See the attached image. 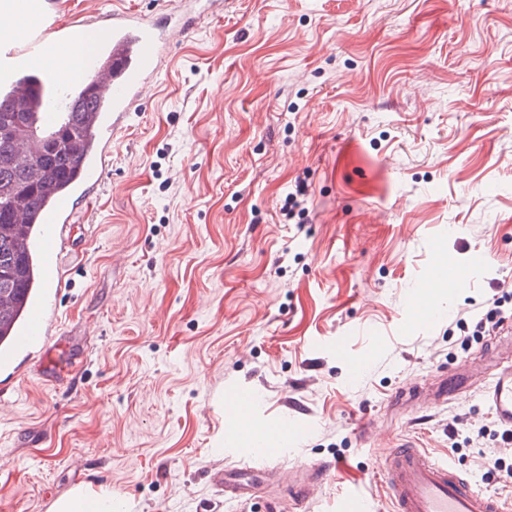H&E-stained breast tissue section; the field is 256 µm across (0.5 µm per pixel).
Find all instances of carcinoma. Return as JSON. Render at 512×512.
Listing matches in <instances>:
<instances>
[{"mask_svg": "<svg viewBox=\"0 0 512 512\" xmlns=\"http://www.w3.org/2000/svg\"><path fill=\"white\" fill-rule=\"evenodd\" d=\"M91 98L81 111L65 119L41 139L27 156V128L35 113L19 112L0 95V340L12 326L40 267L33 249L38 225L27 222L45 194L65 182L82 158L83 130L88 126Z\"/></svg>", "mask_w": 512, "mask_h": 512, "instance_id": "1", "label": "carcinoma"}]
</instances>
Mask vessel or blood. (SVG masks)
Here are the masks:
<instances>
[{"instance_id":"vessel-or-blood-1","label":"vessel or blood","mask_w":512,"mask_h":512,"mask_svg":"<svg viewBox=\"0 0 512 512\" xmlns=\"http://www.w3.org/2000/svg\"><path fill=\"white\" fill-rule=\"evenodd\" d=\"M60 0H0V14L23 19L21 29H0V94L12 103L26 102L38 113L43 127L55 126L69 111L82 88L94 91L93 113L86 140L84 165L65 185L48 194L31 218L41 227L40 268L44 284L60 288L61 256L58 229L70 223L78 199L89 198L101 188L112 154V140L129 112L135 111L147 84L161 68L164 54L180 34L195 30L203 12L202 0H171L168 8L146 17L120 9L97 14L86 23L62 24ZM96 35L94 44L81 55L65 59V52L82 41L85 29ZM469 273L452 261H438L425 272L419 288L405 299L406 324L434 321L438 312L430 300L441 284L457 287ZM52 310L48 297L34 300L25 320L13 333L16 349L39 351L34 362L39 377L65 385L59 377L47 322ZM496 365L484 382L483 397L498 423L512 430V352L495 351ZM380 476L391 502V512H503L496 496L479 490L470 478L450 465L437 462L420 448L403 442L386 449ZM215 480L224 498L239 500L253 487L246 473L227 469ZM337 512H375L371 498L353 489L338 502Z\"/></svg>"}]
</instances>
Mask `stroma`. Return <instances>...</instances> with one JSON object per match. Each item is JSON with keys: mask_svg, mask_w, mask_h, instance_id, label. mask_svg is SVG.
Returning a JSON list of instances; mask_svg holds the SVG:
<instances>
[{"mask_svg": "<svg viewBox=\"0 0 512 512\" xmlns=\"http://www.w3.org/2000/svg\"><path fill=\"white\" fill-rule=\"evenodd\" d=\"M163 2L63 0L60 19ZM299 185L296 224L281 209ZM61 239L70 384L0 369V512L86 487L119 512H336L353 488L389 512L383 452L404 440L512 500L476 448L448 443L494 423L492 341L459 357L448 330L512 286V0H221L165 56ZM478 254L465 285L437 289L445 316L403 327L432 260ZM463 358L470 388L425 407ZM240 388L243 440L267 455L224 448ZM289 423L309 433L284 454ZM318 461L338 467L289 499ZM226 468L254 471V493L225 501Z\"/></svg>", "mask_w": 512, "mask_h": 512, "instance_id": "1", "label": "stroma"}]
</instances>
